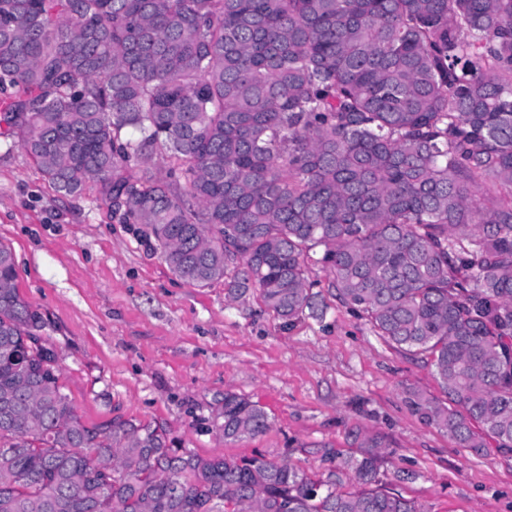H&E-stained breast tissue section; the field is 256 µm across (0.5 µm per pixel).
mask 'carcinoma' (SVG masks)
Masks as SVG:
<instances>
[{
	"label": "carcinoma",
	"mask_w": 512,
	"mask_h": 512,
	"mask_svg": "<svg viewBox=\"0 0 512 512\" xmlns=\"http://www.w3.org/2000/svg\"><path fill=\"white\" fill-rule=\"evenodd\" d=\"M0 138L61 196L95 183L176 277L288 324L325 315L322 265L428 358L447 401L410 390L413 414L512 454V0H0ZM37 319L0 244V512H425L378 434H352L344 491L156 421L88 426ZM218 417L226 442L270 428L230 391Z\"/></svg>",
	"instance_id": "carcinoma-1"
}]
</instances>
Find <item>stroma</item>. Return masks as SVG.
<instances>
[{"instance_id":"stroma-1","label":"stroma","mask_w":512,"mask_h":512,"mask_svg":"<svg viewBox=\"0 0 512 512\" xmlns=\"http://www.w3.org/2000/svg\"><path fill=\"white\" fill-rule=\"evenodd\" d=\"M96 196H58L20 147L0 143V243L85 423L157 421L200 455L261 454L309 474L331 469L327 451L350 453L359 428L387 437L380 473L424 512H512V454L470 452L413 415L407 390L445 397L430 363L377 336L321 265L310 275L325 316L287 324L256 294L177 278ZM228 391L263 406L270 429L225 442L213 419Z\"/></svg>"}]
</instances>
